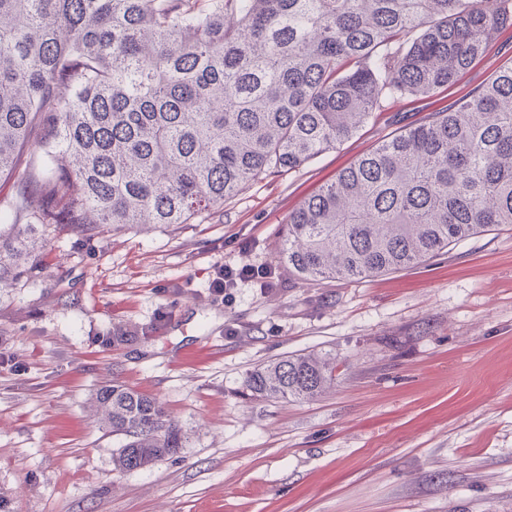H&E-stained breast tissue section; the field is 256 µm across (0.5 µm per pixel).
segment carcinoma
Masks as SVG:
<instances>
[{
    "label": "carcinoma",
    "mask_w": 512,
    "mask_h": 512,
    "mask_svg": "<svg viewBox=\"0 0 512 512\" xmlns=\"http://www.w3.org/2000/svg\"><path fill=\"white\" fill-rule=\"evenodd\" d=\"M512 26V0H0V288L32 277L56 224H186L351 138L386 98L430 97ZM39 152L16 161L30 142ZM512 225V66L340 171L282 224L302 280H357ZM330 352L247 374L255 400L313 401ZM121 471L178 456L155 397L98 390Z\"/></svg>",
    "instance_id": "obj_1"
}]
</instances>
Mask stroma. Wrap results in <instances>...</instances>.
Wrapping results in <instances>:
<instances>
[{"label":"stroma","mask_w":512,"mask_h":512,"mask_svg":"<svg viewBox=\"0 0 512 512\" xmlns=\"http://www.w3.org/2000/svg\"><path fill=\"white\" fill-rule=\"evenodd\" d=\"M512 64V27L454 84L389 99L336 149L267 174L217 213L94 241L58 228L37 275L0 289V497L10 512H512V226L360 280L302 281L279 229L404 126ZM272 288L211 293L221 264ZM139 337L114 345L116 329ZM309 350L338 378L309 402L247 400L246 375ZM118 382L159 398L179 457L115 470L93 419Z\"/></svg>","instance_id":"35a3bbf8"}]
</instances>
